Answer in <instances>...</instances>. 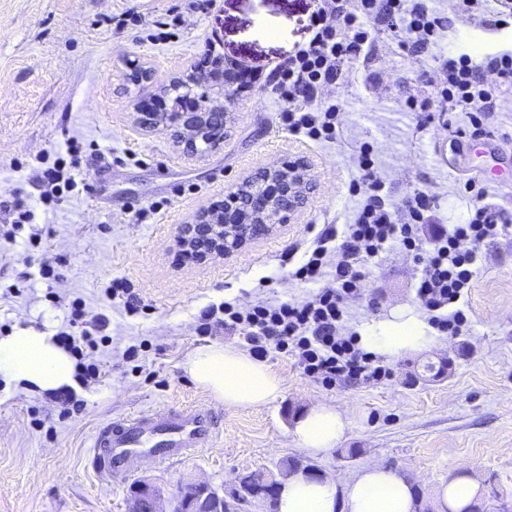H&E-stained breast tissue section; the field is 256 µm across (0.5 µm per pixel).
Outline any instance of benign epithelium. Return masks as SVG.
Masks as SVG:
<instances>
[{"mask_svg":"<svg viewBox=\"0 0 512 512\" xmlns=\"http://www.w3.org/2000/svg\"><path fill=\"white\" fill-rule=\"evenodd\" d=\"M208 94L192 96L185 106L175 108L174 120L179 124L177 136L179 143L192 149L198 142L212 143L218 133L224 130V120L229 108L235 103L236 91L224 89V102L210 109L202 107ZM262 174L270 177L276 191L263 196H253L248 202L249 218H244L241 210H226L224 228L226 241L241 245L262 231H268L275 224H284L307 203L311 189L309 166L301 160L288 164H275L262 169ZM218 221V212L214 209L201 211L195 222L179 228L178 242L181 251L188 258L198 257V251L204 250L210 255L225 253V246L215 237L207 238L201 228ZM164 490L157 485L140 481L129 493L131 504L129 512H160V502ZM173 512H222L232 510L233 506L224 500L210 485L204 482H188L173 496Z\"/></svg>","mask_w":512,"mask_h":512,"instance_id":"7a95c632","label":"benign epithelium"}]
</instances>
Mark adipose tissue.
Masks as SVG:
<instances>
[{
    "label": "adipose tissue",
    "instance_id": "1",
    "mask_svg": "<svg viewBox=\"0 0 512 512\" xmlns=\"http://www.w3.org/2000/svg\"><path fill=\"white\" fill-rule=\"evenodd\" d=\"M427 325L412 309L379 322L375 348L398 356L430 344ZM189 377L217 401L255 407L279 396L282 378L265 362L230 344L197 350L184 364ZM0 373L24 382L26 388L52 392L71 385L74 361L61 349L52 331L19 328L0 338ZM348 428L346 416L332 406H316L297 417L293 434L300 448L320 454L335 448ZM480 488L463 474L437 493V512H467ZM415 488L396 468L372 465L352 480L340 482L309 471H296L278 486L277 512H414Z\"/></svg>",
    "mask_w": 512,
    "mask_h": 512
}]
</instances>
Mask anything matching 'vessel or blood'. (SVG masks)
<instances>
[{"instance_id":"1","label":"vessel or blood","mask_w":512,"mask_h":512,"mask_svg":"<svg viewBox=\"0 0 512 512\" xmlns=\"http://www.w3.org/2000/svg\"><path fill=\"white\" fill-rule=\"evenodd\" d=\"M214 429L211 410L201 406L137 412L99 429L93 465L107 480L122 479L135 466H161L209 446Z\"/></svg>"}]
</instances>
